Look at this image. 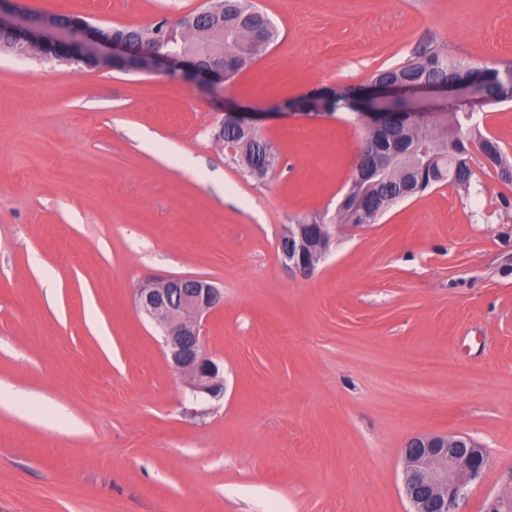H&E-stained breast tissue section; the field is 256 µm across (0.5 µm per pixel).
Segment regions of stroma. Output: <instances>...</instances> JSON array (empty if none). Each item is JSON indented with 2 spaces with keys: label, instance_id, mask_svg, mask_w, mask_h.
<instances>
[{
  "label": "stroma",
  "instance_id": "1",
  "mask_svg": "<svg viewBox=\"0 0 512 512\" xmlns=\"http://www.w3.org/2000/svg\"><path fill=\"white\" fill-rule=\"evenodd\" d=\"M278 37L223 98L159 74L0 50V512H410L402 451L462 433L512 470V182L475 159L373 224L339 203L364 128L342 110L266 121L256 180L214 134L223 101L259 112L366 86L423 51L512 69V0H255ZM145 26L210 0H26ZM478 134L512 163V102ZM333 245L313 275L279 256L288 225ZM195 275L223 396H193L139 313L147 282Z\"/></svg>",
  "mask_w": 512,
  "mask_h": 512
}]
</instances>
